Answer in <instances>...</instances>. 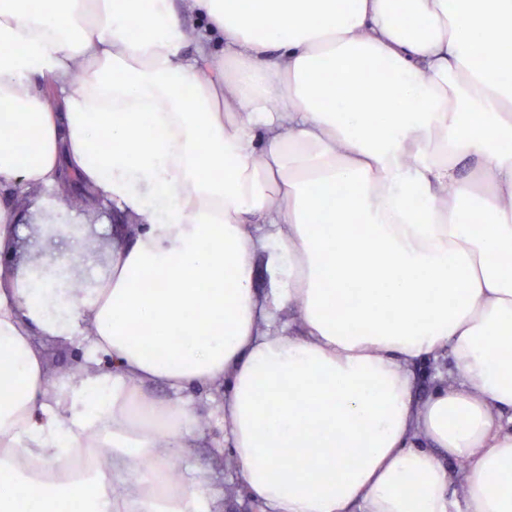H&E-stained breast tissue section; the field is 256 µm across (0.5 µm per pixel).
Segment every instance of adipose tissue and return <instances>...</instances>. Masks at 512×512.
I'll return each mask as SVG.
<instances>
[{
  "mask_svg": "<svg viewBox=\"0 0 512 512\" xmlns=\"http://www.w3.org/2000/svg\"><path fill=\"white\" fill-rule=\"evenodd\" d=\"M192 388L261 512H512V0H0V512H214ZM75 225L88 228L89 233L83 243L75 248L68 237H56L51 243L45 241L39 248L29 252V259L34 261L45 248L60 254L76 253L81 272L87 284H91L94 276L104 271L108 251L115 236L127 224V218L110 205H100L93 209H78L75 214ZM45 356L46 368L51 376L69 372L83 363V350L75 343H60L51 339H38Z\"/></svg>",
  "mask_w": 512,
  "mask_h": 512,
  "instance_id": "adipose-tissue-1",
  "label": "adipose tissue"
}]
</instances>
